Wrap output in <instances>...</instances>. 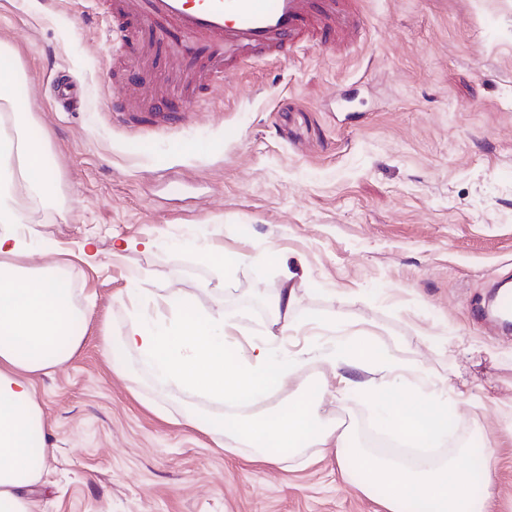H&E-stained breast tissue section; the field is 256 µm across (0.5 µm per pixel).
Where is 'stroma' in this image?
<instances>
[{
  "mask_svg": "<svg viewBox=\"0 0 512 512\" xmlns=\"http://www.w3.org/2000/svg\"><path fill=\"white\" fill-rule=\"evenodd\" d=\"M356 2L355 43L314 39L204 91L176 33L142 23L107 45L106 20L126 21L117 0H0L21 133L46 146L59 196L26 205L25 263L64 264L86 330L33 378L55 451L27 490L34 512H384L333 449L278 464L224 451V403L161 381L122 343L131 304L154 310L159 294L240 314L228 347L244 354L294 282L296 316L324 324L289 351L362 330L409 366L395 394L465 383L453 443L512 425V330L492 311L512 283V0ZM64 75L79 85L67 108ZM167 99L182 120L160 131ZM209 243L240 257L232 274L204 261ZM351 377L338 411L361 442L379 417L360 389L371 373Z\"/></svg>",
  "mask_w": 512,
  "mask_h": 512,
  "instance_id": "stroma-1",
  "label": "stroma"
}]
</instances>
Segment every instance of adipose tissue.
Wrapping results in <instances>:
<instances>
[{"mask_svg": "<svg viewBox=\"0 0 512 512\" xmlns=\"http://www.w3.org/2000/svg\"><path fill=\"white\" fill-rule=\"evenodd\" d=\"M29 201L56 202L47 156L32 140L0 153V224L8 227L0 233V512H31L21 491L39 479L49 454L31 379L65 365L83 340L74 325L81 312L62 269L34 271L22 263L15 229ZM163 302L165 315L152 320L132 310L124 346L159 376L238 406L220 425L225 438L250 445L254 458L276 463L312 447L332 448L386 512H403L413 500L424 512H489L497 495L496 439L484 438L477 452L457 448L448 458L409 467L352 447L348 428L330 415L332 399L352 384L345 367L379 374L387 385L398 378L402 364L390 351L376 350L358 336L343 337L330 359L331 379L284 397L280 391L288 377L302 363L322 358L321 350L290 357L283 337L270 335L240 356L226 349L228 331L239 325L236 314H213L168 296ZM366 395L376 401L383 426L401 441L431 448L455 425L454 410L441 406L437 393L391 400L370 387Z\"/></svg>", "mask_w": 512, "mask_h": 512, "instance_id": "1", "label": "adipose tissue"}]
</instances>
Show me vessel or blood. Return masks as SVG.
<instances>
[{
  "mask_svg": "<svg viewBox=\"0 0 512 512\" xmlns=\"http://www.w3.org/2000/svg\"><path fill=\"white\" fill-rule=\"evenodd\" d=\"M128 15L155 21L188 38L187 52L211 50L214 61L195 79L214 86L227 62L222 52L260 59L287 55L298 42L320 37L340 44L362 26L352 0H123Z\"/></svg>",
  "mask_w": 512,
  "mask_h": 512,
  "instance_id": "1",
  "label": "vessel or blood"
}]
</instances>
